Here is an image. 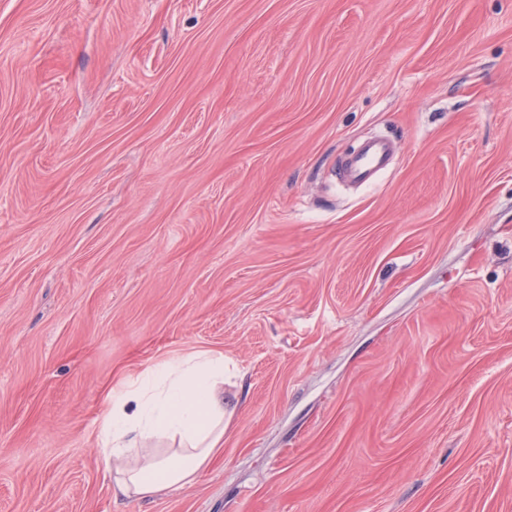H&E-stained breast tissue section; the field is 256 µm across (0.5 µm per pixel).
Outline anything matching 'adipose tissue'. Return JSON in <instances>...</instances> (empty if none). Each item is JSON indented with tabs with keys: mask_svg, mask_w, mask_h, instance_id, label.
<instances>
[{
	"mask_svg": "<svg viewBox=\"0 0 512 512\" xmlns=\"http://www.w3.org/2000/svg\"><path fill=\"white\" fill-rule=\"evenodd\" d=\"M99 425L115 494L152 499L194 483L224 441V356L161 363L108 394Z\"/></svg>",
	"mask_w": 512,
	"mask_h": 512,
	"instance_id": "1",
	"label": "adipose tissue"
}]
</instances>
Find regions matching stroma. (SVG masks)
I'll use <instances>...</instances> for the list:
<instances>
[{
	"label": "stroma",
	"mask_w": 512,
	"mask_h": 512,
	"mask_svg": "<svg viewBox=\"0 0 512 512\" xmlns=\"http://www.w3.org/2000/svg\"><path fill=\"white\" fill-rule=\"evenodd\" d=\"M199 351L222 450L114 497ZM0 512H512V0H0ZM392 150V143L387 139L364 143L356 154L340 166V179L365 187L374 185L378 173L388 166ZM99 425L115 495L153 499L194 483L224 445V355L161 363L108 394Z\"/></svg>",
	"instance_id": "stroma-1"
}]
</instances>
